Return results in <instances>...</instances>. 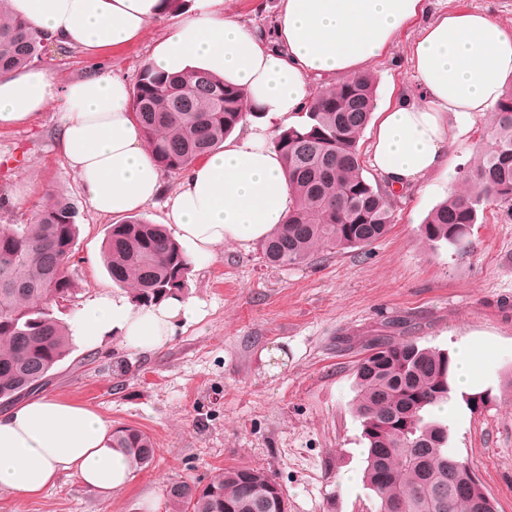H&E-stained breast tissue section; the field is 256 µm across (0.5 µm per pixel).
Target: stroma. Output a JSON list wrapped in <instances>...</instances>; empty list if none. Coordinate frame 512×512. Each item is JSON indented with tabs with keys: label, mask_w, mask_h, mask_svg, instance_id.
<instances>
[{
	"label": "stroma",
	"mask_w": 512,
	"mask_h": 512,
	"mask_svg": "<svg viewBox=\"0 0 512 512\" xmlns=\"http://www.w3.org/2000/svg\"><path fill=\"white\" fill-rule=\"evenodd\" d=\"M192 0L152 22L140 38L97 51L49 45L38 62L58 89L90 73L134 83L153 43L186 16ZM280 0H224L225 12L251 27L272 26ZM409 26L372 67L377 104L416 93ZM59 106L26 124L0 129V188L24 194L0 224H24L63 193L77 207L79 235L67 273L78 292L58 318L75 324L92 299L119 294L101 259L113 219L95 213L60 154ZM491 144L489 117L475 118L448 148V184L463 188L462 169ZM437 189L394 199L387 236L366 248L317 253L310 264L271 267L261 243H227L213 260L192 265L186 295L200 315L179 325L152 352L119 337L91 347L72 338L52 372L48 393L83 404L111 422L133 426L155 443V460L109 499L61 478L39 497L0 489V512H167L171 481L207 482L227 467L269 471L288 512H377L362 481L341 487L342 473L362 470L361 426L352 412L354 366L371 336H406L456 354L480 344L486 404L470 411L448 403V446L480 480L496 512H512V213L489 206L471 229L474 249L456 256L432 245L420 226L440 204Z\"/></svg>",
	"instance_id": "obj_1"
}]
</instances>
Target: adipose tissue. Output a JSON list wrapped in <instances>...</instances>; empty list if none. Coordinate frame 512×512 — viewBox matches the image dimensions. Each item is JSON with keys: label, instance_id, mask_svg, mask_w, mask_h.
<instances>
[{"label": "adipose tissue", "instance_id": "adipose-tissue-1", "mask_svg": "<svg viewBox=\"0 0 512 512\" xmlns=\"http://www.w3.org/2000/svg\"><path fill=\"white\" fill-rule=\"evenodd\" d=\"M223 0H193L189 14L152 49L159 70L201 67L241 88L248 108L267 120L240 129L223 148L188 169L172 192L127 107L125 79L92 74L57 92L41 69L0 78V129L61 103L58 144L96 213L127 216L167 194L165 224L193 263L217 247L265 240L285 223L288 179L274 144L273 122H288L315 96L309 80L367 70L410 23L422 22L410 66L419 100L401 96L376 116L372 168L398 191L448 177L449 116L475 117L499 101L512 75V29L483 11L426 17L425 0H281L269 34L224 13ZM43 40L86 50L136 39L163 12L161 0H8ZM195 305L181 296L135 306L101 296L77 316L81 336L103 342L120 333L134 350L163 348ZM69 476L101 497L128 485L126 455L112 426L90 408L53 396L19 402L0 414V488L33 498Z\"/></svg>", "mask_w": 512, "mask_h": 512}]
</instances>
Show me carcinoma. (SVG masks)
<instances>
[{
	"mask_svg": "<svg viewBox=\"0 0 512 512\" xmlns=\"http://www.w3.org/2000/svg\"><path fill=\"white\" fill-rule=\"evenodd\" d=\"M45 43L29 23L0 0V75L39 59ZM240 88L197 68L165 72L142 66L129 108L165 172H181L207 157L247 116ZM376 108V78L367 72L322 89L306 120L282 131L276 146L293 194L288 223L262 248L272 266L309 263L319 250L364 248L394 222L389 191L363 175L359 139ZM491 116V149L464 176L465 193L453 191L421 227L423 238L463 256L471 228L488 204L512 206V82ZM77 208L63 193L27 224L0 226V399L44 389V377L70 353L71 329L53 307L78 292L67 273L78 234ZM112 281L148 306L187 286L191 265L159 224L131 216L109 227L101 246ZM355 365L352 410L367 444L362 481L377 497L378 512H482L468 491L474 473L448 448V422L434 408L453 395L448 352L412 339L375 336ZM112 447L127 454L132 470L149 467L154 442L126 426L112 432ZM260 468L233 467L204 484L169 485L168 512H280Z\"/></svg>",
	"mask_w": 512,
	"mask_h": 512,
	"instance_id": "obj_1",
	"label": "carcinoma"
}]
</instances>
